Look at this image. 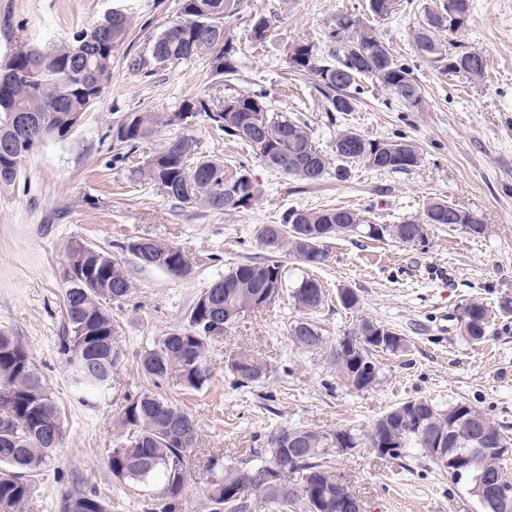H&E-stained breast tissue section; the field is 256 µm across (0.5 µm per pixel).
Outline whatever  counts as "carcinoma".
<instances>
[{
	"label": "carcinoma",
	"mask_w": 512,
	"mask_h": 512,
	"mask_svg": "<svg viewBox=\"0 0 512 512\" xmlns=\"http://www.w3.org/2000/svg\"><path fill=\"white\" fill-rule=\"evenodd\" d=\"M400 6V0H368V10L384 20ZM238 0H180L178 19L151 40L150 54L157 63L187 64L198 58L207 61L215 77L237 71V49L224 36V25L237 14ZM425 20L414 34L420 55L439 64L442 75L481 80L488 67L480 52L449 53L440 33L448 30V0H434L426 7ZM129 17L121 10L74 33L68 44L42 50L21 45L0 66V147L18 139L11 117L17 112L36 118L34 129L48 140H62L72 131L69 118L88 112L112 81L113 53L125 41ZM271 24L257 19L251 38L262 44L269 37ZM290 67L298 74L313 77L314 86L324 99L328 112H352L363 84L372 80L409 109L422 105L423 93L413 68L396 57L389 46L351 14H340L324 39V48L312 43L293 46ZM205 116L224 135L250 145L267 165L286 176L307 184L315 183L331 168V157L315 143L308 124L270 111L267 94L245 91L211 109L202 100H188L175 112H133L112 125V138L123 147L134 149L152 137L161 126L179 124L185 113ZM333 150L336 176L348 174L346 164H362L375 170L401 173L420 166L421 154L415 142L403 134L369 139L353 131L336 133ZM138 179L159 189L185 207L204 205L218 211L250 207L259 189L247 166L240 162L235 173L226 176L224 161L202 155L200 142L189 133L167 139L143 166L135 170ZM449 202L432 201L426 209L425 224L448 223ZM359 235L378 241L391 240L409 247L425 242L419 221L402 224H365L359 215L344 208L291 210L280 224H267L261 242L270 236L277 241L274 251L287 252L316 267L326 260L323 246L333 237ZM67 260L93 270L95 285L64 288L67 319L63 353L72 379L80 388L99 393L112 383V369L119 359L117 327L108 304L127 297L131 282L123 261L102 249L85 251L82 243L68 246ZM140 262L183 275L190 267L187 256L178 248L152 241ZM282 288V264L277 260L236 266L224 278L204 290L186 313L185 324L161 337L156 346L140 359L144 375L155 382L177 377L189 388L199 389L210 378L205 363L208 343L215 335H202L197 325H206L207 305L218 303L231 313L246 314L266 306ZM291 298L300 311L288 330L293 346L303 353L328 352L329 364L338 383L363 390L377 383L379 353L403 355L409 341L394 329L363 317L354 327L329 337L316 321L327 301L326 291L314 277H304ZM512 314V300L503 299L494 312L478 298L468 300L458 314L460 335L467 341H481L496 315ZM348 336H381L357 353L344 351ZM228 371L238 385L247 387L265 380L270 371L266 360L249 351H238L227 361ZM116 424L123 448L108 455V467L119 480L162 483L158 512H179L186 478L179 470L195 452L192 438L198 437L195 417L153 393L142 392L127 399ZM448 433V456L465 455L486 437L497 448L512 443L486 413L467 403L440 409L427 399L405 401L380 416L367 441L383 440L399 458L412 444L441 470L446 466L432 458L425 444L429 433ZM65 430L62 414L37 372L28 349L17 339L0 331V512H23L32 493L33 474L51 460L63 445ZM362 438L348 430L324 431L307 427L284 426L268 432L265 458L261 466L288 465L298 475L297 490L281 484L263 483L253 487L266 502L288 506L300 512H336V493L351 499L355 495L332 471V454H343L363 444ZM499 455L477 454L470 476L480 473L507 478ZM245 479L244 470L219 463L213 458L204 491L211 512H252L256 503L234 499ZM62 512H109V503L95 493L66 491Z\"/></svg>",
	"instance_id": "cac0c4a2"
}]
</instances>
